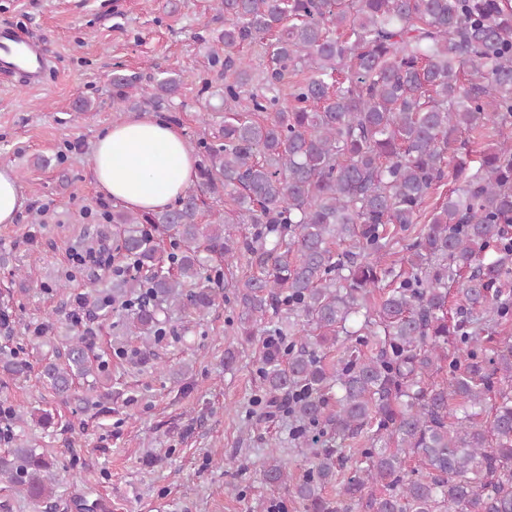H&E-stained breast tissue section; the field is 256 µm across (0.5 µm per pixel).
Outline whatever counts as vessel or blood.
Segmentation results:
<instances>
[{
  "mask_svg": "<svg viewBox=\"0 0 512 512\" xmlns=\"http://www.w3.org/2000/svg\"><path fill=\"white\" fill-rule=\"evenodd\" d=\"M48 64L45 47L11 24L0 25V83L30 87Z\"/></svg>",
  "mask_w": 512,
  "mask_h": 512,
  "instance_id": "1",
  "label": "vessel or blood"
}]
</instances>
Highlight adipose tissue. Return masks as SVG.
<instances>
[{"mask_svg": "<svg viewBox=\"0 0 512 512\" xmlns=\"http://www.w3.org/2000/svg\"><path fill=\"white\" fill-rule=\"evenodd\" d=\"M92 167L97 192L134 213H154L184 196L197 158L181 129L162 118L130 116L100 134ZM29 197L12 166L0 165V224L14 223Z\"/></svg>", "mask_w": 512, "mask_h": 512, "instance_id": "obj_1", "label": "adipose tissue"}]
</instances>
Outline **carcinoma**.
I'll list each match as a JSON object with an SVG mask.
<instances>
[{
	"instance_id": "cac0c4a2",
	"label": "carcinoma",
	"mask_w": 512,
	"mask_h": 512,
	"mask_svg": "<svg viewBox=\"0 0 512 512\" xmlns=\"http://www.w3.org/2000/svg\"><path fill=\"white\" fill-rule=\"evenodd\" d=\"M224 13L221 97L234 110L200 164L201 191L224 212L198 223L199 198L152 214L116 212L117 249L138 274L95 278L100 317L149 344L176 311L211 309L199 286L214 257H246L241 328L277 321L298 342L266 348L268 406L284 402L309 468L293 481L272 445L263 481L304 512H512V6L508 0H215ZM258 44L257 75L242 53ZM115 73L113 108L169 109L181 80ZM494 138L460 156L463 134ZM457 186L425 224L445 179ZM228 224H255L238 239ZM181 247L161 265L159 243ZM387 292L377 297L379 283ZM456 285V312L448 285ZM371 337L327 366L339 334ZM456 346L448 348L449 340ZM10 375L28 366L0 350ZM448 374L439 377L443 363ZM62 396L99 383L83 335L42 371ZM0 481L55 497L52 463L32 440L0 454ZM336 487V497L324 495Z\"/></svg>"
}]
</instances>
